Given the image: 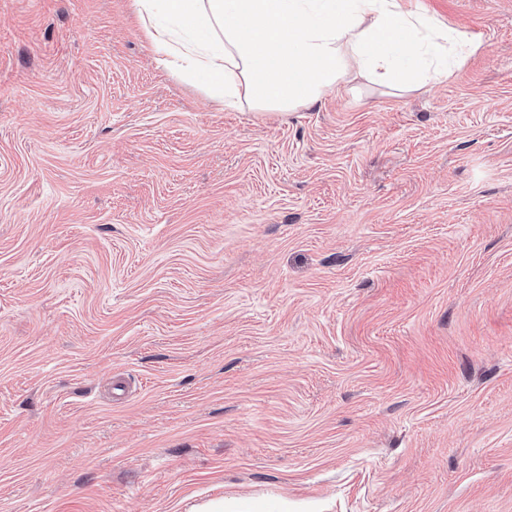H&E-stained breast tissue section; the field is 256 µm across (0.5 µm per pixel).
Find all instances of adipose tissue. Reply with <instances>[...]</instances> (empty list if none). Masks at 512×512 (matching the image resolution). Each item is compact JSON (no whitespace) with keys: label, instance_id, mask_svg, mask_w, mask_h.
<instances>
[{"label":"adipose tissue","instance_id":"obj_1","mask_svg":"<svg viewBox=\"0 0 512 512\" xmlns=\"http://www.w3.org/2000/svg\"><path fill=\"white\" fill-rule=\"evenodd\" d=\"M161 64L225 104L289 112L351 78L395 94L478 49L399 0H132Z\"/></svg>","mask_w":512,"mask_h":512}]
</instances>
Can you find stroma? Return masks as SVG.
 I'll return each instance as SVG.
<instances>
[{
    "label": "stroma",
    "instance_id": "obj_1",
    "mask_svg": "<svg viewBox=\"0 0 512 512\" xmlns=\"http://www.w3.org/2000/svg\"><path fill=\"white\" fill-rule=\"evenodd\" d=\"M404 96L227 108L130 0H0V512H512V0Z\"/></svg>",
    "mask_w": 512,
    "mask_h": 512
}]
</instances>
